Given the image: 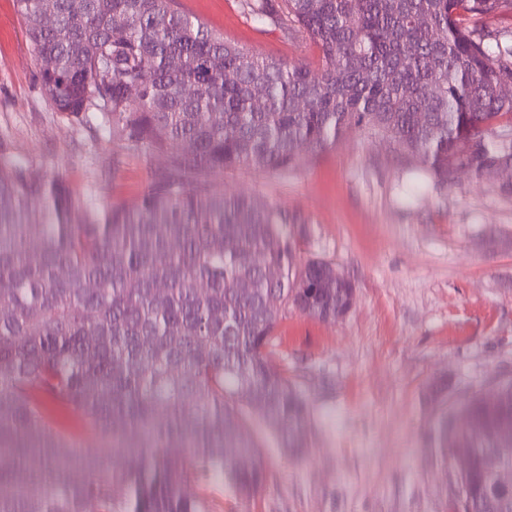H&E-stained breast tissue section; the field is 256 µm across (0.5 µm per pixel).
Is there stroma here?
<instances>
[{"label": "stroma", "mask_w": 512, "mask_h": 512, "mask_svg": "<svg viewBox=\"0 0 512 512\" xmlns=\"http://www.w3.org/2000/svg\"><path fill=\"white\" fill-rule=\"evenodd\" d=\"M225 39L288 64L319 66L289 18L260 25L243 0H181ZM166 163L127 150L102 118L52 109L15 0H0V168L60 179L83 211L135 208ZM293 217L297 259L330 262L355 288L340 319L283 309L275 363L307 397L311 453L275 443L256 495L211 474L189 488L209 512H450L457 472L432 448L443 404L512 376V197L498 178L459 172L435 183L387 138L349 131L293 167L254 166L216 179Z\"/></svg>", "instance_id": "stroma-1"}]
</instances>
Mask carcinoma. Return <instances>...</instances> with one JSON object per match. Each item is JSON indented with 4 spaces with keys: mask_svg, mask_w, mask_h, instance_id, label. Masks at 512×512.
Wrapping results in <instances>:
<instances>
[{
    "mask_svg": "<svg viewBox=\"0 0 512 512\" xmlns=\"http://www.w3.org/2000/svg\"><path fill=\"white\" fill-rule=\"evenodd\" d=\"M259 24L292 19L320 65H288L224 40L178 0H16L50 103L100 113L130 151L167 155L126 210L82 224L56 181L0 174V512H208L185 489L221 474L236 494L268 477L253 415L294 456L310 452L306 399L272 362L281 309L323 320L351 308L354 285L322 260L297 263L266 203L226 196L229 168H290L349 130L391 139L437 182L464 168L512 166V46L462 21L512 13V0H244ZM195 84L200 94H183ZM265 90L255 105L253 88ZM308 107L301 111L297 102ZM499 397L440 411L431 426L457 474L451 512H512V378ZM77 413L112 443L63 459L55 414ZM185 448L172 458L167 449Z\"/></svg>",
    "mask_w": 512,
    "mask_h": 512,
    "instance_id": "cac0c4a2",
    "label": "carcinoma"
}]
</instances>
